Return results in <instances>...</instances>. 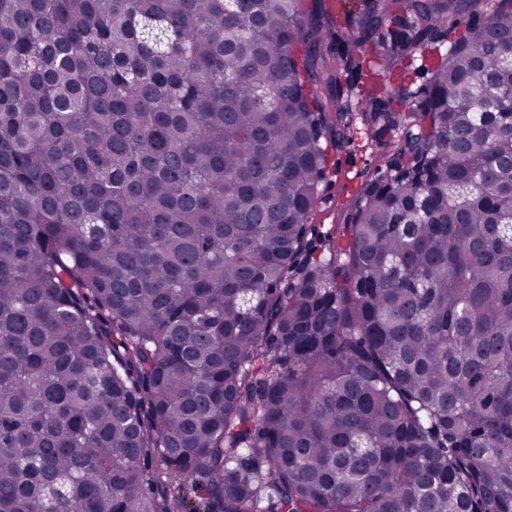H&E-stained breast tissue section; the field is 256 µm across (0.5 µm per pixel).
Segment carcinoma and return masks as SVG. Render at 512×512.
<instances>
[{"label":"carcinoma","mask_w":512,"mask_h":512,"mask_svg":"<svg viewBox=\"0 0 512 512\" xmlns=\"http://www.w3.org/2000/svg\"><path fill=\"white\" fill-rule=\"evenodd\" d=\"M511 53L512 0H0V512H512ZM422 63L420 54L417 53L415 57L411 60H405L396 68V72H403L407 70L408 76L404 82L401 83V86L406 88V93L412 92L414 90L420 89L427 84L429 80V75L426 74V71L422 70L420 65ZM357 126L361 130L352 143L339 151L330 150L329 176L312 224H344L359 188L374 178L376 166L388 151V139L375 141L360 123Z\"/></svg>","instance_id":"obj_1"}]
</instances>
